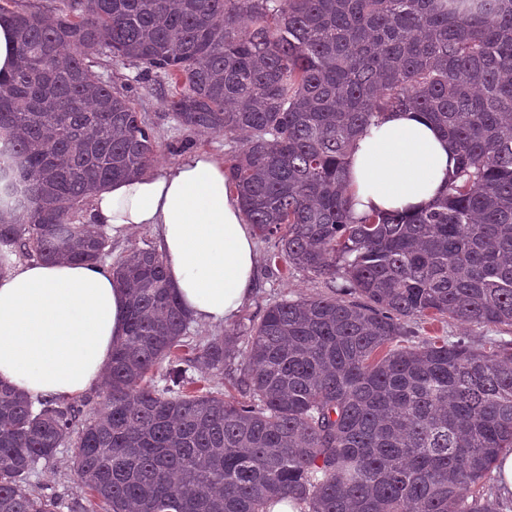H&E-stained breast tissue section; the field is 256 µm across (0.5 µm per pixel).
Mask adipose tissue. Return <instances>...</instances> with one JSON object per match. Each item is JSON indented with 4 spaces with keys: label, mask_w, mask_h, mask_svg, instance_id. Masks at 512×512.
I'll use <instances>...</instances> for the list:
<instances>
[{
    "label": "adipose tissue",
    "mask_w": 512,
    "mask_h": 512,
    "mask_svg": "<svg viewBox=\"0 0 512 512\" xmlns=\"http://www.w3.org/2000/svg\"><path fill=\"white\" fill-rule=\"evenodd\" d=\"M457 152L420 112L388 111L346 158L356 215L418 212L442 194ZM96 223L155 227L167 276L194 321L225 325L250 300L254 236L224 162L204 151L160 173L113 182L92 199ZM126 297L99 265L31 260L0 277V382L35 398H71L101 377L124 334Z\"/></svg>",
    "instance_id": "1"
}]
</instances>
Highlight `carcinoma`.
<instances>
[{"mask_svg": "<svg viewBox=\"0 0 512 512\" xmlns=\"http://www.w3.org/2000/svg\"><path fill=\"white\" fill-rule=\"evenodd\" d=\"M9 2L0 275L111 255L92 195L158 143L92 69L106 54L166 73L179 125L242 136L225 172L273 258L359 300L285 299L192 347L162 255L133 248L99 400L0 384V512H87L29 490L60 448L101 512H504L483 486L512 451V339L415 344L407 323L512 327V0H60L51 22ZM401 109L451 139L455 173L430 208L356 217L350 143ZM199 364L235 366L242 400ZM191 373L195 378H206L211 387L222 390L225 397L235 398L236 400L240 399L239 392L233 387L230 377L224 372L208 370L201 365H197L196 369H192Z\"/></svg>", "mask_w": 512, "mask_h": 512, "instance_id": "1", "label": "carcinoma"}]
</instances>
